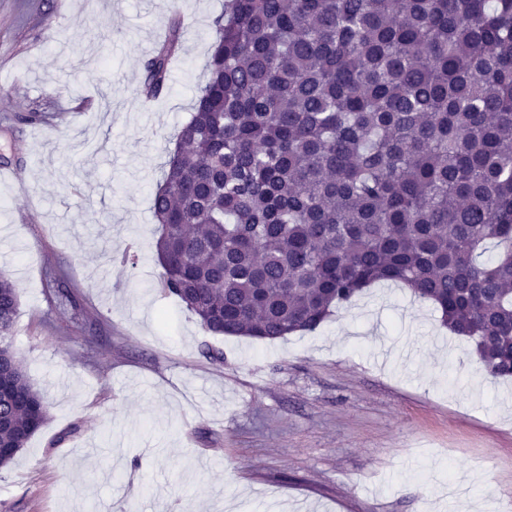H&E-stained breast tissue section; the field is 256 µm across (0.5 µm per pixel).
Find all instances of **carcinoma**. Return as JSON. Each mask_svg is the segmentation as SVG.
I'll return each instance as SVG.
<instances>
[{
	"instance_id": "carcinoma-1",
	"label": "carcinoma",
	"mask_w": 512,
	"mask_h": 512,
	"mask_svg": "<svg viewBox=\"0 0 512 512\" xmlns=\"http://www.w3.org/2000/svg\"><path fill=\"white\" fill-rule=\"evenodd\" d=\"M157 183L161 285L213 335L312 332L376 282L512 380V0H230ZM171 22L143 63L159 95ZM0 271V468L48 420Z\"/></svg>"
}]
</instances>
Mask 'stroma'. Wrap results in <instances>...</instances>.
Segmentation results:
<instances>
[{"label":"stroma","mask_w":512,"mask_h":512,"mask_svg":"<svg viewBox=\"0 0 512 512\" xmlns=\"http://www.w3.org/2000/svg\"><path fill=\"white\" fill-rule=\"evenodd\" d=\"M226 2L0 0V270L50 413L0 469V512H512V381L408 289L273 342L206 333L162 290L159 167ZM174 19L170 85L145 98Z\"/></svg>","instance_id":"stroma-1"}]
</instances>
